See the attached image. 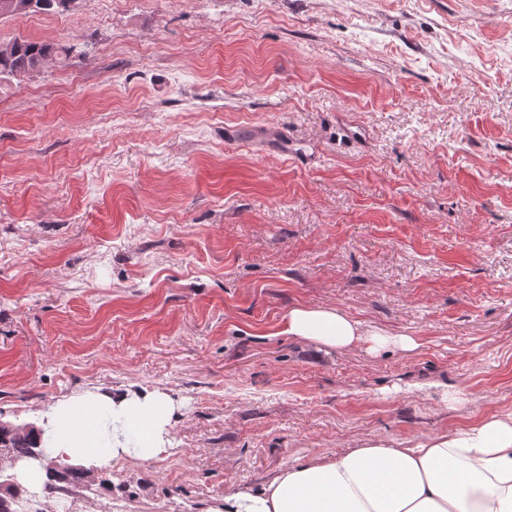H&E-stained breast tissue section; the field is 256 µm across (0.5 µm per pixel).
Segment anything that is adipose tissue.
<instances>
[{
  "mask_svg": "<svg viewBox=\"0 0 512 512\" xmlns=\"http://www.w3.org/2000/svg\"><path fill=\"white\" fill-rule=\"evenodd\" d=\"M285 334L327 350L411 351L410 336L366 327L331 306H296ZM176 413L160 391H88L49 407L39 424L44 455L18 463V482L41 492L57 461L94 467L129 455L166 453ZM221 512H512V413L409 448L370 444L329 459L288 466L256 489L225 496Z\"/></svg>",
  "mask_w": 512,
  "mask_h": 512,
  "instance_id": "ef3b65f1",
  "label": "adipose tissue"
}]
</instances>
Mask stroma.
<instances>
[{
    "instance_id": "stroma-1",
    "label": "stroma",
    "mask_w": 512,
    "mask_h": 512,
    "mask_svg": "<svg viewBox=\"0 0 512 512\" xmlns=\"http://www.w3.org/2000/svg\"><path fill=\"white\" fill-rule=\"evenodd\" d=\"M18 35L88 48L0 79V421L179 408L47 512H218L512 412V0H75ZM297 305L417 347L319 349Z\"/></svg>"
}]
</instances>
